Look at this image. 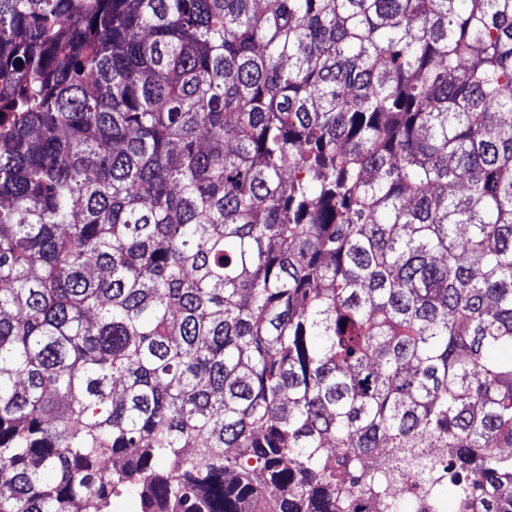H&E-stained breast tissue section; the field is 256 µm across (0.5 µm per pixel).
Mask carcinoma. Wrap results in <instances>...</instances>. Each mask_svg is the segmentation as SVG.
<instances>
[{"label": "carcinoma", "mask_w": 512, "mask_h": 512, "mask_svg": "<svg viewBox=\"0 0 512 512\" xmlns=\"http://www.w3.org/2000/svg\"><path fill=\"white\" fill-rule=\"evenodd\" d=\"M504 448L512 0H0V512H512Z\"/></svg>", "instance_id": "carcinoma-1"}]
</instances>
